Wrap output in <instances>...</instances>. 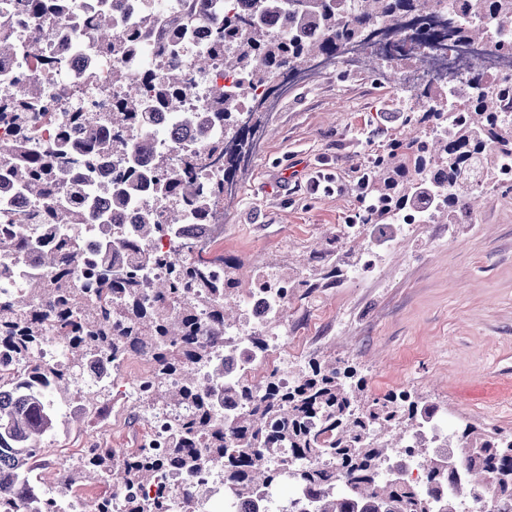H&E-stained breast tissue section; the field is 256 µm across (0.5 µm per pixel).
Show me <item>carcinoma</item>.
Here are the masks:
<instances>
[{"mask_svg":"<svg viewBox=\"0 0 512 512\" xmlns=\"http://www.w3.org/2000/svg\"><path fill=\"white\" fill-rule=\"evenodd\" d=\"M78 2L17 0L16 11L48 15L51 27ZM479 4L481 20L472 25L449 12L448 0H353L350 6L345 0H245L244 12L230 14L213 11L210 0H187L186 12L170 15L158 38L136 22L114 34L104 10L90 36L112 57V85L123 87L124 95L110 112L70 113V129H60L47 147L33 145L30 125L41 84L23 78L0 88V124L15 132L12 143L0 145V202L10 208L7 223H0V256L35 266L27 288L0 299V352L15 360L0 371V512H58L41 474L49 468L44 443L58 423V400L73 388L82 419L102 420L110 411L108 384L84 381L82 369L97 360L118 370L136 348L150 353L153 371L151 394L139 408L146 414L190 411L171 418L165 463L189 474L216 468L231 498L246 501L257 487L286 477L304 491L310 512H469L471 488L481 485L487 490L482 505L512 512V433L466 423L437 442L423 429L439 419V407L420 394L403 389L369 398L355 368L319 361L292 372L286 387L276 371L260 381L230 379L213 348L201 342L203 336L224 338L241 285L236 264L212 255L218 217L236 193L237 172L260 129L258 119L240 122L234 97L261 88L263 103L303 78L309 64L342 60L345 49L382 28L403 33L410 14L425 23V43L440 24L461 44L473 38L497 51L493 32L512 24V0ZM194 23L212 30L210 53L155 76L154 57L173 52ZM12 28L11 21H0V59L16 54ZM216 54L224 57V72L243 71L248 82L235 90L213 86V107L203 116L183 110L186 70L207 67ZM129 57L139 59L135 73L123 65ZM439 83L413 86L414 97L431 101ZM409 111L421 115L405 123L445 132L429 143L411 130L368 161L359 190L382 203L363 218L375 241L401 209H423L431 224L440 214L450 224L462 222L476 207L475 182L492 180L499 160L512 156V86L506 83L479 92L465 112L427 104ZM100 124L108 133L95 138L94 155L125 163L104 186L93 163L68 167L73 132ZM188 129L202 138L193 154L177 156L152 142L167 138L175 149ZM135 130L146 137L132 139ZM206 165L220 177L196 178L195 170ZM25 199L39 208H14ZM90 211L101 234L96 250L112 255V264L89 272L94 280L83 284L81 221ZM188 217L194 239L169 255L150 249ZM119 243L139 247L137 263L124 261ZM157 265L169 267L170 278L152 283L146 297L141 271ZM50 340L62 341L59 364L40 357ZM230 397L247 399L250 407L228 420L219 404ZM398 456L423 460V484L406 479L402 463L381 471ZM323 458L333 459L336 469L321 468ZM161 466L131 452L93 448L54 477L71 489L86 479L112 488L92 500L88 512H111L124 494L123 512H168L163 498L131 494L152 483Z\"/></svg>","mask_w":512,"mask_h":512,"instance_id":"1","label":"carcinoma"}]
</instances>
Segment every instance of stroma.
<instances>
[{
    "instance_id": "35a3bbf8",
    "label": "stroma",
    "mask_w": 512,
    "mask_h": 512,
    "mask_svg": "<svg viewBox=\"0 0 512 512\" xmlns=\"http://www.w3.org/2000/svg\"><path fill=\"white\" fill-rule=\"evenodd\" d=\"M386 70H330L273 98L263 110L268 133L238 172L215 249L245 273L315 282L288 303L281 367L345 360L367 395L409 389L439 404L449 428L512 432V196L487 191L470 223L418 225L375 262L369 238L352 258L302 261L338 235L356 205L360 166L406 131L412 93L404 79L383 82ZM317 174L326 187L313 193L307 182ZM333 265L340 277H328ZM141 427L129 415L73 424L60 404L46 449L49 492L58 491L54 468L93 442L128 449Z\"/></svg>"
}]
</instances>
